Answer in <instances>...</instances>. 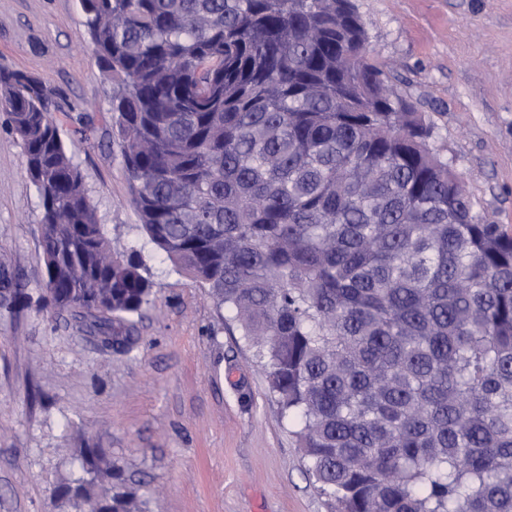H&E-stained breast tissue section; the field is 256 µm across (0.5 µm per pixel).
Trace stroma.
Segmentation results:
<instances>
[{
	"label": "stroma",
	"instance_id": "obj_1",
	"mask_svg": "<svg viewBox=\"0 0 512 512\" xmlns=\"http://www.w3.org/2000/svg\"><path fill=\"white\" fill-rule=\"evenodd\" d=\"M369 46L434 124L478 209L512 231V0H354ZM80 0H0V68L40 79L115 247L140 250ZM41 196L0 112V261L36 298ZM152 294L131 353L104 347L68 312L0 309V512H61L84 476L82 444L123 469L149 512H327L265 372L207 291L145 253Z\"/></svg>",
	"mask_w": 512,
	"mask_h": 512
}]
</instances>
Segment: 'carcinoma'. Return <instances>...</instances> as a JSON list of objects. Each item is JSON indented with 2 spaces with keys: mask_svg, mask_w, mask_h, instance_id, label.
I'll use <instances>...</instances> for the list:
<instances>
[{
  "mask_svg": "<svg viewBox=\"0 0 512 512\" xmlns=\"http://www.w3.org/2000/svg\"><path fill=\"white\" fill-rule=\"evenodd\" d=\"M139 229L232 313L330 512H512V234L370 55L352 0H81ZM43 83L0 71L42 200L38 301L131 352L112 247ZM31 301L0 277V305ZM67 507L143 512L122 471Z\"/></svg>",
  "mask_w": 512,
  "mask_h": 512,
  "instance_id": "cac0c4a2",
  "label": "carcinoma"
}]
</instances>
